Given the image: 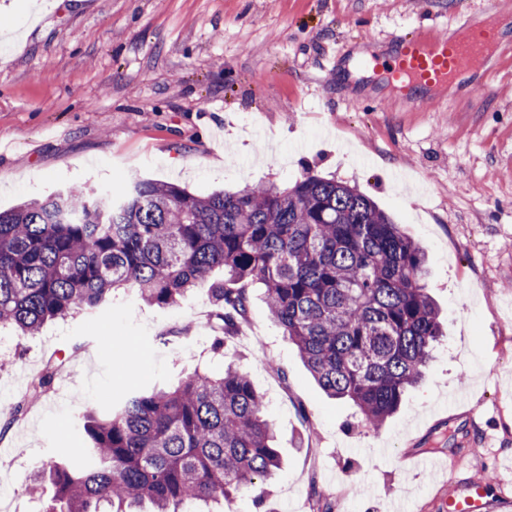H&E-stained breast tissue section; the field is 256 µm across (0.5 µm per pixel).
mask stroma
Returning <instances> with one entry per match:
<instances>
[{
  "instance_id": "obj_1",
  "label": "stroma",
  "mask_w": 512,
  "mask_h": 512,
  "mask_svg": "<svg viewBox=\"0 0 512 512\" xmlns=\"http://www.w3.org/2000/svg\"><path fill=\"white\" fill-rule=\"evenodd\" d=\"M484 0H0V210L135 177L192 193L293 183L305 171L371 196L427 256L445 334L425 379L381 429L319 388L261 288L210 352L204 291L174 309L125 290L36 336L0 332V487L11 512L49 458L82 448L105 392L176 387L198 370L245 372L268 402L283 466L262 498L223 512H437L442 467H512V32L485 91L458 87L415 112L381 73L391 36L479 23ZM61 377L13 410L52 360ZM479 415H471L475 404ZM494 434L492 445L484 433ZM426 459L424 472L407 467Z\"/></svg>"
}]
</instances>
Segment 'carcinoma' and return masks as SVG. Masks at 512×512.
Listing matches in <instances>:
<instances>
[{
    "instance_id": "obj_1",
    "label": "carcinoma",
    "mask_w": 512,
    "mask_h": 512,
    "mask_svg": "<svg viewBox=\"0 0 512 512\" xmlns=\"http://www.w3.org/2000/svg\"><path fill=\"white\" fill-rule=\"evenodd\" d=\"M427 258L369 196L306 172L200 196L135 179L120 192L65 190L0 211V330L33 335L89 312L114 290L176 306L193 290L214 308L212 350L264 289L269 313L319 387L380 428L420 383L442 336ZM60 370L32 382L30 399ZM85 454L49 460L33 486L46 512H187L257 491L281 468L266 403L229 361L173 390L134 392L85 416Z\"/></svg>"
}]
</instances>
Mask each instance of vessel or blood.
Listing matches in <instances>:
<instances>
[{"label":"vessel or blood","instance_id":"1","mask_svg":"<svg viewBox=\"0 0 512 512\" xmlns=\"http://www.w3.org/2000/svg\"><path fill=\"white\" fill-rule=\"evenodd\" d=\"M480 24L463 27L455 34L424 29L412 36L396 35L392 49L381 66L388 76L399 82L408 106L415 111L436 107L432 90L447 83L462 70L478 73L486 61L502 46L503 20L497 7L486 11ZM460 464L448 466L449 485H460L459 494L445 501V512H487L489 504L485 483L476 479L460 482Z\"/></svg>","mask_w":512,"mask_h":512}]
</instances>
